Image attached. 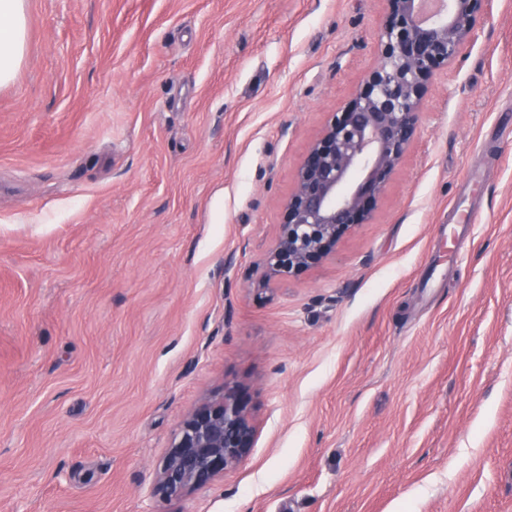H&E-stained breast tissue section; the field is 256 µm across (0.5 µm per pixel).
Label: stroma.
I'll return each instance as SVG.
<instances>
[{
    "label": "stroma",
    "instance_id": "35a3bbf8",
    "mask_svg": "<svg viewBox=\"0 0 512 512\" xmlns=\"http://www.w3.org/2000/svg\"><path fill=\"white\" fill-rule=\"evenodd\" d=\"M382 9L27 0L0 87V512H512V0L433 78L371 223L253 289ZM228 383L254 448L163 499Z\"/></svg>",
    "mask_w": 512,
    "mask_h": 512
}]
</instances>
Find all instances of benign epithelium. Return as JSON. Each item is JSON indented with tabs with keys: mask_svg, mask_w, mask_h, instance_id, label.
<instances>
[{
	"mask_svg": "<svg viewBox=\"0 0 512 512\" xmlns=\"http://www.w3.org/2000/svg\"><path fill=\"white\" fill-rule=\"evenodd\" d=\"M376 65L350 99L329 113L309 145L283 203L274 246L254 289L319 264L344 234L371 221L393 174L414 142L431 79L448 69L490 0H446L434 15L428 0H384ZM258 425L239 387L204 401L184 421L157 475L155 492L177 499L241 464Z\"/></svg>",
	"mask_w": 512,
	"mask_h": 512,
	"instance_id": "1",
	"label": "benign epithelium"
}]
</instances>
